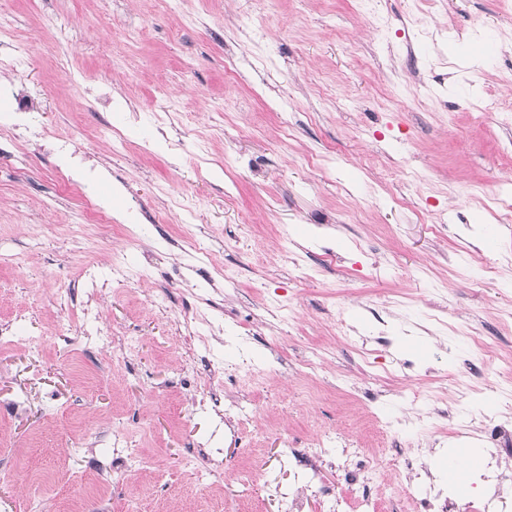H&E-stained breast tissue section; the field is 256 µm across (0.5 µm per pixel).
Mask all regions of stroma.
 I'll return each instance as SVG.
<instances>
[{
    "label": "stroma",
    "mask_w": 512,
    "mask_h": 512,
    "mask_svg": "<svg viewBox=\"0 0 512 512\" xmlns=\"http://www.w3.org/2000/svg\"><path fill=\"white\" fill-rule=\"evenodd\" d=\"M510 36L512 0H0L31 131L0 127V512H283L296 465L269 420L300 450L336 429L328 456L368 457L385 495L406 481L399 447L447 485L436 429L464 426L453 443L477 454L512 414V225L481 192H512V111H476L512 101V57L485 49ZM60 140L97 175L108 237L69 233L87 215L53 179ZM164 238L148 279H113L112 252L140 267ZM208 307V346L185 342ZM241 359L253 374L226 381ZM223 398L245 407L229 424ZM119 436L138 468L113 469Z\"/></svg>",
    "instance_id": "35a3bbf8"
}]
</instances>
